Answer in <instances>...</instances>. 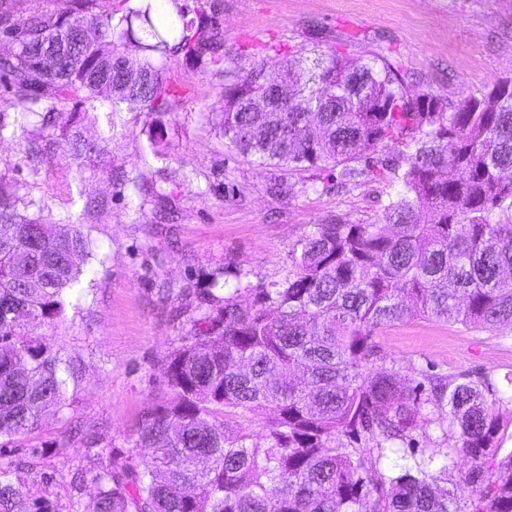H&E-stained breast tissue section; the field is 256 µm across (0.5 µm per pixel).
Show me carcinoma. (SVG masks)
I'll return each mask as SVG.
<instances>
[{
  "label": "carcinoma",
  "mask_w": 512,
  "mask_h": 512,
  "mask_svg": "<svg viewBox=\"0 0 512 512\" xmlns=\"http://www.w3.org/2000/svg\"><path fill=\"white\" fill-rule=\"evenodd\" d=\"M0 0V141L21 147L35 176L50 162L78 174L108 151L123 112L163 116L176 95L154 56L224 75V139L260 166L341 168L340 180L385 178L399 191L381 224L325 217L295 244L292 268L268 283L209 273L208 308L170 355L169 397L137 429L144 469L101 451L82 512H512V451L500 455V409L512 394L489 377L407 386L386 365L378 330L415 318L468 329H512V76L453 100L408 87L380 55L301 47L267 70L261 53L224 45L222 0H152L122 11L102 0ZM108 135H84L86 111ZM389 143L394 155L379 153ZM362 166H357V163ZM142 193L141 177L111 170ZM94 256L85 225L57 215L0 176V438L58 415L78 369L41 328L79 311L80 263ZM223 286L224 296L214 289ZM258 422L264 443L251 428ZM447 426L449 466H381L388 445L420 423ZM0 463V512H54ZM471 488L466 499L460 487Z\"/></svg>",
  "instance_id": "carcinoma-1"
}]
</instances>
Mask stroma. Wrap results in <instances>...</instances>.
I'll list each match as a JSON object with an SVG mask.
<instances>
[{
	"instance_id": "obj_1",
	"label": "stroma",
	"mask_w": 512,
	"mask_h": 512,
	"mask_svg": "<svg viewBox=\"0 0 512 512\" xmlns=\"http://www.w3.org/2000/svg\"><path fill=\"white\" fill-rule=\"evenodd\" d=\"M220 20L227 47L262 51L272 46L339 50L387 57L409 84L430 86L457 99L512 76V0H223ZM178 95L161 119L162 135L175 155L152 152L134 113H123L132 130L117 134L98 171L84 174L89 195L108 204L90 219L71 202L67 186L76 173L46 165L29 178L18 143L0 144V176L26 185L54 212L85 220L94 242L87 277L92 291L75 322L54 330L55 340L80 362V386L69 408L44 419L32 434L0 439V462L47 449L40 469H19L13 479L42 488L56 512H73V483L93 492L100 467L97 449L111 450L117 466L143 464L135 430L144 414L168 397L165 369L197 316L206 275L226 266L251 282L282 278L293 248L311 224L332 216L347 224H377L382 205L397 188L386 181H358L328 192H302L319 177L316 168L291 171L258 166L230 147L215 123L224 105V79L186 61L172 64ZM112 166L184 195L175 223L152 232L136 223L140 199L118 191L101 173ZM278 195H269V183ZM401 379L413 385L420 371L440 376L483 374L500 388L512 386V332L469 330L434 319H412L375 335ZM411 446L388 448L389 469L442 461L448 451L443 428L428 424Z\"/></svg>"
}]
</instances>
